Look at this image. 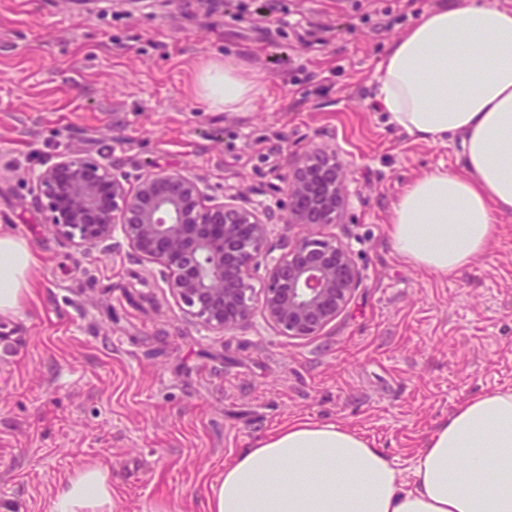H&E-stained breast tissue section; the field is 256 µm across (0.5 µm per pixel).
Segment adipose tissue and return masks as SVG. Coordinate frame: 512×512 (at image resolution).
<instances>
[{
    "label": "adipose tissue",
    "mask_w": 512,
    "mask_h": 512,
    "mask_svg": "<svg viewBox=\"0 0 512 512\" xmlns=\"http://www.w3.org/2000/svg\"><path fill=\"white\" fill-rule=\"evenodd\" d=\"M376 97L388 124L417 140L454 143L463 174L434 171L407 185L389 236L414 266L448 278L487 254L512 214V8L446 0L392 42ZM199 84L216 107L245 111L259 89L232 64ZM36 259L0 230V316L17 314ZM112 476L76 470L49 512H112ZM206 512H512V388L465 398L402 472L357 432L294 420L254 441L206 494Z\"/></svg>",
    "instance_id": "obj_1"
}]
</instances>
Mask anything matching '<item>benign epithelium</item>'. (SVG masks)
<instances>
[{
  "label": "benign epithelium",
  "instance_id": "benign-epithelium-1",
  "mask_svg": "<svg viewBox=\"0 0 512 512\" xmlns=\"http://www.w3.org/2000/svg\"><path fill=\"white\" fill-rule=\"evenodd\" d=\"M286 179L289 225L341 223L348 194L335 151L295 155ZM30 185L57 234L78 250L120 231L140 260L162 268L171 295L208 331L230 333L259 314L284 336H317L362 282L349 247L333 239L296 237L278 257L263 251L264 208L214 196L187 170L155 169L131 181L103 155L68 151L44 161Z\"/></svg>",
  "mask_w": 512,
  "mask_h": 512
}]
</instances>
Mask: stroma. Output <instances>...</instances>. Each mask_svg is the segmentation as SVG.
Masks as SVG:
<instances>
[{"label": "stroma", "mask_w": 512, "mask_h": 512, "mask_svg": "<svg viewBox=\"0 0 512 512\" xmlns=\"http://www.w3.org/2000/svg\"><path fill=\"white\" fill-rule=\"evenodd\" d=\"M0 0V227L36 257L32 295L0 317V512H49L77 469L112 474L114 512H206V493L288 421L336 422L402 470L468 396L512 388V215L452 278L407 262L387 232L420 175L461 171L454 144L386 125L377 67L438 0ZM261 90L247 111L198 87L210 62ZM335 149L340 223L289 227V158ZM107 154L129 177L185 169L267 209L266 252L336 238L363 282L317 336L262 319L228 334L189 323L158 266L121 236L83 253L28 179L46 157Z\"/></svg>", "instance_id": "35a3bbf8"}]
</instances>
